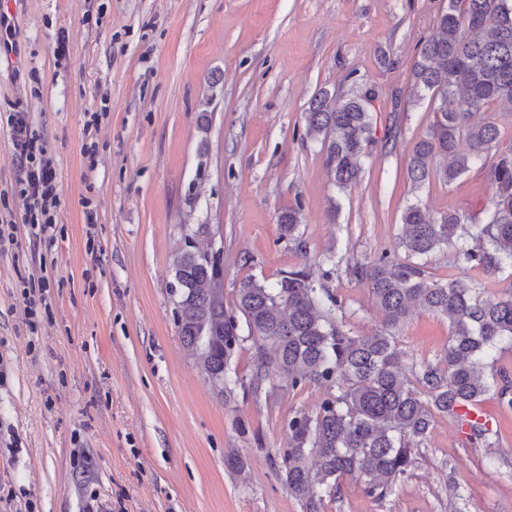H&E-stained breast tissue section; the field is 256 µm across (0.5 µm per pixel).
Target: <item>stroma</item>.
Segmentation results:
<instances>
[{"label":"stroma","instance_id":"35a3bbf8","mask_svg":"<svg viewBox=\"0 0 512 512\" xmlns=\"http://www.w3.org/2000/svg\"><path fill=\"white\" fill-rule=\"evenodd\" d=\"M444 0H13L0 30V512H301L273 457L317 386L214 392L174 317L171 261L224 229V300L334 250L329 283L356 335L381 327L353 267L393 249L419 200L485 224L494 186L471 170L413 189L411 146L433 107L415 85ZM66 38L57 54L58 36ZM373 89L359 183L330 184L304 112ZM28 115L58 172L52 242L32 249L7 117ZM399 126L398 138L389 129ZM301 204L306 252L280 238ZM44 288L36 318L26 289ZM446 319L397 332L406 365L440 364ZM485 440L439 415L386 498L344 482L325 512H512V408L489 393ZM237 449L245 472L224 466Z\"/></svg>","mask_w":512,"mask_h":512}]
</instances>
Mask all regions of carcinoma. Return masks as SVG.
Returning a JSON list of instances; mask_svg holds the SVG:
<instances>
[{
  "label": "carcinoma",
  "instance_id": "cac0c4a2",
  "mask_svg": "<svg viewBox=\"0 0 512 512\" xmlns=\"http://www.w3.org/2000/svg\"><path fill=\"white\" fill-rule=\"evenodd\" d=\"M418 85L438 102L427 136L412 147L407 173L415 188L432 180L449 185L479 168L496 187L491 220L469 235L466 217L446 211L434 217L419 202L406 206L397 248L353 269L367 282L382 327L354 336L336 316L342 307L328 282L334 256L284 271L269 284L242 280L224 303L215 264L185 236L174 254V314L182 342L212 389L231 396L237 387L273 396L279 383L297 390L324 389L317 409L292 411L284 423L286 447L274 460L276 474L302 512H324L344 481L361 484L377 499L408 476L436 414L477 409L493 384L488 371L499 353L512 350V292L485 298L480 282L512 267V142L502 146L493 115L477 113L512 105V0H448L436 31L423 40L414 65ZM323 90L304 113L306 134L320 135L331 184L345 193L359 181L371 143L370 90L332 106ZM442 156L440 166L433 159ZM301 203L279 216L281 238L305 249L299 228ZM451 251L465 271L445 281L428 275L420 260ZM422 309L448 320L443 366L407 367L396 331ZM250 344L256 364L249 383L231 363Z\"/></svg>",
  "mask_w": 512,
  "mask_h": 512
}]
</instances>
